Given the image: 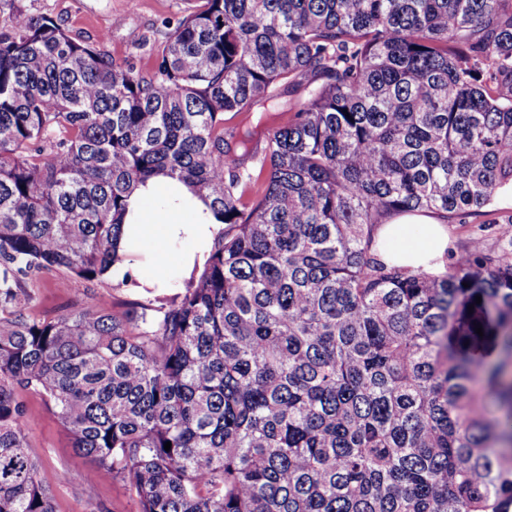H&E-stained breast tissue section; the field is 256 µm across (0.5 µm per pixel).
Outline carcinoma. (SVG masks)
I'll return each instance as SVG.
<instances>
[{
  "label": "carcinoma",
  "mask_w": 512,
  "mask_h": 512,
  "mask_svg": "<svg viewBox=\"0 0 512 512\" xmlns=\"http://www.w3.org/2000/svg\"><path fill=\"white\" fill-rule=\"evenodd\" d=\"M187 4L149 72L0 24V512H55L29 392L140 512H512V237L439 277L376 238L512 190V0ZM279 87L259 155L224 116ZM159 171L224 224L197 281L24 314L40 273L106 276Z\"/></svg>",
  "instance_id": "carcinoma-1"
}]
</instances>
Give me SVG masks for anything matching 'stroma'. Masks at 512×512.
Wrapping results in <instances>:
<instances>
[{
	"mask_svg": "<svg viewBox=\"0 0 512 512\" xmlns=\"http://www.w3.org/2000/svg\"><path fill=\"white\" fill-rule=\"evenodd\" d=\"M184 8V0H15L14 7L0 8V22H11L20 12L49 15L82 40L93 43L106 39L117 61L149 70L157 63V47L165 31L175 25ZM297 99V94H282L275 102L256 104L251 112L238 115L235 122L266 132L291 119ZM90 291L106 295L117 310L127 309L136 299L130 289L114 287L109 279L89 288L65 274L48 273L35 285L27 312L41 318L71 312L83 306ZM29 404L35 420L28 427V440L39 462L38 479L51 490L56 512H139L134 489L121 479L61 482V473L84 471L93 463L73 452L68 433L41 398L30 397Z\"/></svg>",
	"mask_w": 512,
	"mask_h": 512,
	"instance_id": "obj_1",
	"label": "stroma"
}]
</instances>
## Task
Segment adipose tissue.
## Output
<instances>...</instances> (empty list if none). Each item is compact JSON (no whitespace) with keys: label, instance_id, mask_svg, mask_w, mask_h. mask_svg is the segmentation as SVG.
Instances as JSON below:
<instances>
[{"label":"adipose tissue","instance_id":"obj_1","mask_svg":"<svg viewBox=\"0 0 512 512\" xmlns=\"http://www.w3.org/2000/svg\"><path fill=\"white\" fill-rule=\"evenodd\" d=\"M222 226L210 203L184 182L159 174L138 184L127 200L120 257L109 270L128 288L163 296L172 278L191 279L209 257ZM390 259L437 275L444 270L448 229L431 213L406 214L377 230Z\"/></svg>","mask_w":512,"mask_h":512}]
</instances>
